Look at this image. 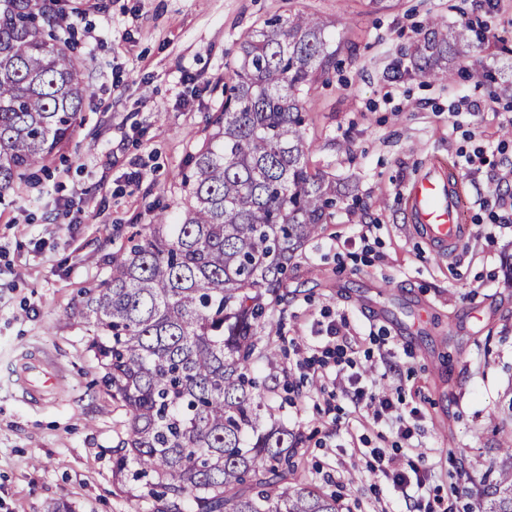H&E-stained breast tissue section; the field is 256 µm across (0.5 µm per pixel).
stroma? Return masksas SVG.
Wrapping results in <instances>:
<instances>
[{"instance_id": "1", "label": "stroma", "mask_w": 512, "mask_h": 512, "mask_svg": "<svg viewBox=\"0 0 512 512\" xmlns=\"http://www.w3.org/2000/svg\"><path fill=\"white\" fill-rule=\"evenodd\" d=\"M76 7L74 54L94 94L40 182L0 199V512H150V500L112 482L128 416L90 348L85 292L153 223V205L183 202L182 174L224 104L245 36L298 10L328 22L336 51L329 83L304 97L310 164L355 196L291 262L274 310L280 356L259 364L260 393L302 435L301 481L341 491L349 512H462L512 429L497 416L512 399V224L487 221L497 203L512 206L496 197L512 172V0H390L380 10L368 0H65ZM432 17L494 33L449 55L444 84L415 66ZM504 86L497 111L484 109ZM478 148L486 165L460 179L468 234L453 256L433 254L407 222L404 187L425 165L455 166ZM70 207L86 223H71ZM342 318L348 356L376 391L414 410L410 441L302 378L298 361L319 354ZM31 354L58 378L49 399L16 382ZM371 448L426 467V489L394 499L371 471Z\"/></svg>"}]
</instances>
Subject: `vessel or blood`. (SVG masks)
<instances>
[{
    "label": "vessel or blood",
    "instance_id": "vessel-or-blood-1",
    "mask_svg": "<svg viewBox=\"0 0 512 512\" xmlns=\"http://www.w3.org/2000/svg\"><path fill=\"white\" fill-rule=\"evenodd\" d=\"M459 188L457 172L442 165L424 167L407 187V221L435 252L455 250L466 236L459 217ZM16 377L31 395L42 398L56 383L53 370L34 357L20 364Z\"/></svg>",
    "mask_w": 512,
    "mask_h": 512
}]
</instances>
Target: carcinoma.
Wrapping results in <instances>:
<instances>
[{
  "instance_id": "carcinoma-1",
  "label": "carcinoma",
  "mask_w": 512,
  "mask_h": 512,
  "mask_svg": "<svg viewBox=\"0 0 512 512\" xmlns=\"http://www.w3.org/2000/svg\"><path fill=\"white\" fill-rule=\"evenodd\" d=\"M62 0H0V198L70 143L90 86L61 39ZM471 46L434 24L419 70ZM336 67L325 24L304 13L246 36L224 106L191 156L177 223H156L112 254L89 293L95 354L129 419L112 478L151 512H343L339 492L298 484L300 434L261 400L254 365L279 356L272 311L296 254L322 234L341 196L311 172L299 92ZM269 340L261 342L260 330ZM464 512H512V435Z\"/></svg>"
}]
</instances>
